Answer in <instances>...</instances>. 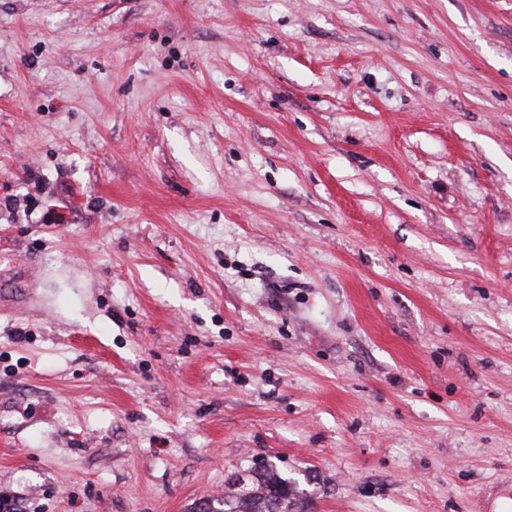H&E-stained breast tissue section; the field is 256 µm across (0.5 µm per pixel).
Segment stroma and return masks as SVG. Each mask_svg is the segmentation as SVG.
<instances>
[{"instance_id":"stroma-1","label":"stroma","mask_w":512,"mask_h":512,"mask_svg":"<svg viewBox=\"0 0 512 512\" xmlns=\"http://www.w3.org/2000/svg\"><path fill=\"white\" fill-rule=\"evenodd\" d=\"M309 512L512 489V0H0V493ZM230 488L231 495L203 501L198 512H303L311 497L299 481L281 477L265 462L239 472Z\"/></svg>"}]
</instances>
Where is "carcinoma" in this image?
Masks as SVG:
<instances>
[{"label": "carcinoma", "instance_id": "1", "mask_svg": "<svg viewBox=\"0 0 512 512\" xmlns=\"http://www.w3.org/2000/svg\"><path fill=\"white\" fill-rule=\"evenodd\" d=\"M230 488L224 500H205L198 512H303L310 500L299 481L281 477L264 462L239 472Z\"/></svg>", "mask_w": 512, "mask_h": 512}]
</instances>
